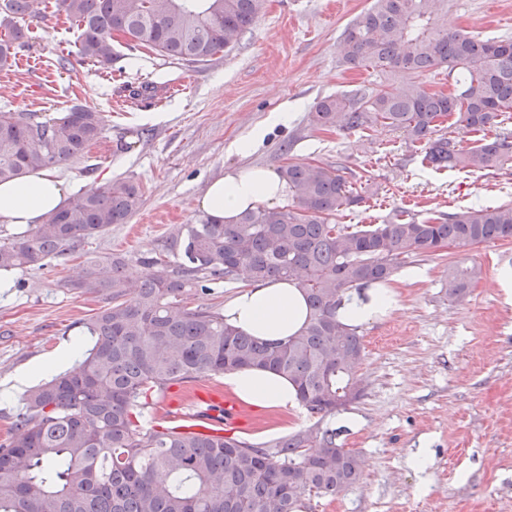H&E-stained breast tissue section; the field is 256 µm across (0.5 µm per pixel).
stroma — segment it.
I'll return each mask as SVG.
<instances>
[{
    "instance_id": "stroma-1",
    "label": "stroma",
    "mask_w": 512,
    "mask_h": 512,
    "mask_svg": "<svg viewBox=\"0 0 512 512\" xmlns=\"http://www.w3.org/2000/svg\"><path fill=\"white\" fill-rule=\"evenodd\" d=\"M371 0H267L229 55L207 62L142 53L125 71L76 63L77 29L47 5L29 24L16 65L0 69V112L59 117L80 104L103 113L106 130L58 171L83 194L116 179L136 183L140 203L127 223L67 248L43 268H17L0 288V382L78 342L103 296L74 288L84 254L160 256L169 234L196 224L209 180L224 172L294 162L344 167L362 197L340 224H380L398 208L428 210L512 203V159L491 170L437 169L422 144L378 123L359 131L323 130L308 116L323 97L373 88L385 74L339 62L345 27ZM448 28L512 38V0H450ZM158 84L155 98L131 102L124 83ZM275 112L292 113L269 125ZM264 129L247 155L231 146ZM482 274L460 300L446 290L449 268ZM512 268V240L449 247L404 259L394 272L399 308L358 326L364 352L355 370L362 394L323 420L307 411L250 408L240 436L274 443L321 425L336 445L358 453L363 478L340 496L315 498L309 512H512V304L496 284ZM415 280H404L406 271ZM425 453L419 470L411 460Z\"/></svg>"
}]
</instances>
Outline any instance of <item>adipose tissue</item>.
Here are the masks:
<instances>
[{
    "instance_id": "ef3b65f1",
    "label": "adipose tissue",
    "mask_w": 512,
    "mask_h": 512,
    "mask_svg": "<svg viewBox=\"0 0 512 512\" xmlns=\"http://www.w3.org/2000/svg\"><path fill=\"white\" fill-rule=\"evenodd\" d=\"M71 192L55 167L49 166L21 180L0 183V219L32 229L63 208ZM288 185L273 169L250 166L224 173L204 190L200 208L210 217L230 224L249 209L280 201ZM399 307L397 284L389 281L370 286L364 295L344 300L336 311L338 321L356 327L392 315ZM309 316L306 296L298 279L253 281L241 278L238 292L224 304V321L245 334L264 341H276L298 334ZM80 348L69 344L59 348L40 364L0 383V393L12 396L34 378L54 371L78 357ZM224 382L245 402L259 407H299L296 390L287 377L262 369L234 371Z\"/></svg>"
}]
</instances>
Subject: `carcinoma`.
Masks as SVG:
<instances>
[{
	"instance_id": "1",
	"label": "carcinoma",
	"mask_w": 512,
	"mask_h": 512,
	"mask_svg": "<svg viewBox=\"0 0 512 512\" xmlns=\"http://www.w3.org/2000/svg\"><path fill=\"white\" fill-rule=\"evenodd\" d=\"M266 0H59L79 31L77 56L110 70L130 50L207 62L234 49L263 13ZM448 0H372L349 23L340 62L371 67L402 86L320 99L318 128L365 129L381 122L422 143L439 168L489 170L512 157V39L450 32L441 22ZM36 0H0V67L15 62ZM448 69L454 91L432 92L421 77ZM475 132L495 127L468 151L436 136L443 117ZM101 112L74 105L35 121L0 112V183L70 161L102 137ZM282 176L295 202L243 212L233 224L211 217L183 224L167 239L177 262L122 254L87 259L86 278L71 284L109 299L86 322L92 344L78 367L32 390L0 445V512H306V498L336 497L360 482L358 454L336 447L329 430L299 432L272 445L237 435L139 425L148 396L172 384L242 369H268L293 383L315 417L336 412L339 392L355 384L362 356L356 329L336 319L353 289L387 280L400 261L448 246L512 239V205L468 207L417 219L398 210L382 224L341 226L333 217L361 195L339 173L290 163ZM139 188L117 179L72 198L45 223L0 244V272L42 266L77 243L124 224ZM256 280L301 282L310 314L295 336L265 342L224 323L188 299L212 281L240 272ZM476 267L448 272V296L463 298Z\"/></svg>"
}]
</instances>
